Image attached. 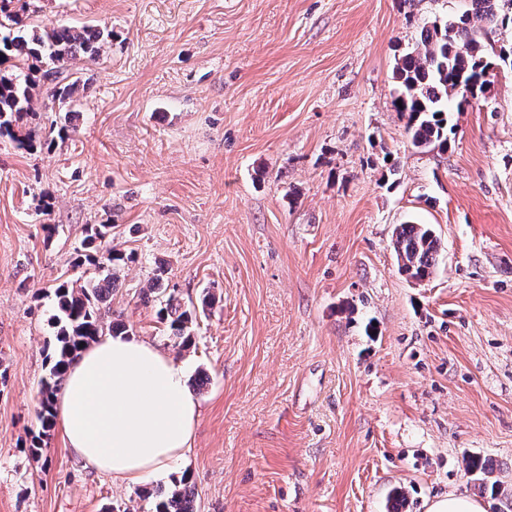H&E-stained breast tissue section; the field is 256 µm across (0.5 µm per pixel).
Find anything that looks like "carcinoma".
I'll return each instance as SVG.
<instances>
[{"label": "carcinoma", "mask_w": 512, "mask_h": 512, "mask_svg": "<svg viewBox=\"0 0 512 512\" xmlns=\"http://www.w3.org/2000/svg\"><path fill=\"white\" fill-rule=\"evenodd\" d=\"M468 10L451 21H432L423 26L420 43L403 53L396 61L394 78L399 84L395 102L397 111L406 118V131L416 148L448 149L453 128L448 120V103L464 107L487 91L488 70L496 62L512 61V44L501 47L496 58L483 52L475 38L477 26L494 24L508 32L512 30V15L499 12V0H470ZM24 19L0 7V138L34 147L33 141L18 137V128L25 116L35 111L36 90L48 85L49 112L73 113L78 96L87 83L76 68L79 61H94L112 44V29L108 26L43 24L29 32L22 30ZM114 224H92L85 229L83 250L76 253L74 265L94 267L95 276L76 288L61 282L54 288L57 314L54 315L56 345L49 355V375L42 382L38 402L41 431L33 436L31 452L41 448L42 436L53 426V402L65 375L66 366L82 347L109 332L113 336L128 334L130 326L122 315L104 321L102 309L111 306L120 272L135 261L134 254L101 243L112 235ZM400 269L421 279L434 273L440 255V240L425 224H401L392 241ZM212 303L205 293L201 306L186 304L170 295L160 301L157 312L169 335L182 347L194 340L198 310ZM466 471L502 503L496 512H512V494L499 484L488 483L492 468L480 457L466 462ZM195 491L188 478L174 481L168 492L156 494L154 512H197Z\"/></svg>", "instance_id": "carcinoma-1"}]
</instances>
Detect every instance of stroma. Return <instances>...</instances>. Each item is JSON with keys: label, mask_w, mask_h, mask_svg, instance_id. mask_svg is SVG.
I'll return each mask as SVG.
<instances>
[{"label": "stroma", "mask_w": 512, "mask_h": 512, "mask_svg": "<svg viewBox=\"0 0 512 512\" xmlns=\"http://www.w3.org/2000/svg\"><path fill=\"white\" fill-rule=\"evenodd\" d=\"M34 25L105 24L67 132L36 102L0 142V512H154L185 476L199 512H403L465 494L480 456L512 487V68L451 111L447 150L414 147L397 58L469 0H34ZM135 252L112 307L133 336L206 372L191 448L126 488L52 427L29 446L53 286L89 224ZM428 224L434 274L410 281L398 225ZM58 234L46 237L44 225ZM212 293L175 344L138 292L157 268Z\"/></svg>", "instance_id": "stroma-1"}]
</instances>
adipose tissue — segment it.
<instances>
[{
    "label": "adipose tissue",
    "mask_w": 512,
    "mask_h": 512,
    "mask_svg": "<svg viewBox=\"0 0 512 512\" xmlns=\"http://www.w3.org/2000/svg\"><path fill=\"white\" fill-rule=\"evenodd\" d=\"M199 410L185 363L128 336H103L81 349L55 399L72 456L129 487L167 474L186 454Z\"/></svg>",
    "instance_id": "adipose-tissue-1"
}]
</instances>
